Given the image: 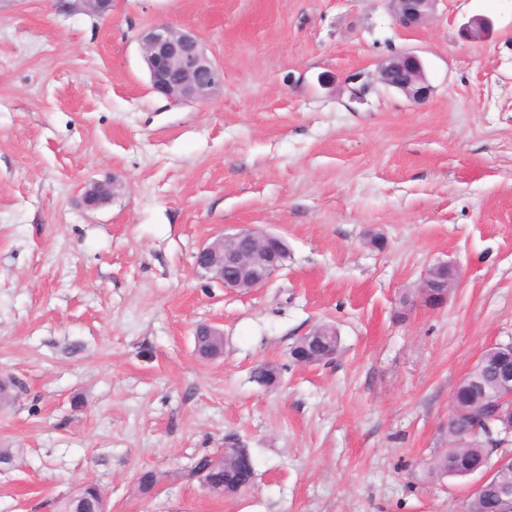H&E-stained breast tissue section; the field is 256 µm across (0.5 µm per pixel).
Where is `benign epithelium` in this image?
<instances>
[{
    "instance_id": "1",
    "label": "benign epithelium",
    "mask_w": 512,
    "mask_h": 512,
    "mask_svg": "<svg viewBox=\"0 0 512 512\" xmlns=\"http://www.w3.org/2000/svg\"><path fill=\"white\" fill-rule=\"evenodd\" d=\"M389 2L395 21L411 27L431 18L438 0ZM140 47L151 89L173 102H206L224 84L223 68L209 58L190 31L156 24L142 34ZM378 80L415 103L426 100L431 91L423 64L413 53L382 61L378 67ZM122 187L117 178L109 182L87 183L82 187L83 203L89 209H97L115 197ZM289 257L288 242L280 235L246 227L226 228L202 243L194 256L193 270L198 277L216 282L227 290L244 291L263 287L277 272L285 269ZM448 268V263L441 262L428 269L418 288L419 298H424L436 273ZM196 333L213 339L211 358L222 353L224 333L220 328L200 324ZM505 468H512L511 453L479 472L471 494H482L487 483ZM194 470L195 478L207 491L222 495L248 487L255 476L252 456L236 443H229L220 453L196 462Z\"/></svg>"
}]
</instances>
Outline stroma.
<instances>
[{
    "label": "stroma",
    "mask_w": 512,
    "mask_h": 512,
    "mask_svg": "<svg viewBox=\"0 0 512 512\" xmlns=\"http://www.w3.org/2000/svg\"><path fill=\"white\" fill-rule=\"evenodd\" d=\"M157 23L223 67L207 102L151 90ZM407 52L420 103L377 79ZM114 177L85 209L81 186ZM225 227L284 237L287 267L247 293L197 277ZM444 261L447 303L402 308ZM202 322L222 357L195 353ZM320 323L338 356L294 363ZM509 342L512 0H438L413 29L388 0H0V512L86 482L110 512H462L472 479L425 472L455 386ZM229 438L256 477L217 496L187 472ZM122 187L118 178H112V182L87 183L81 188L83 203L88 209H97L114 198ZM199 333L205 334V336H194L195 347L197 346L202 353H205L206 348L210 347L211 337L214 343L212 344V355L210 359H216L224 349L223 331L211 324H199L196 328V334Z\"/></svg>",
    "instance_id": "1"
}]
</instances>
